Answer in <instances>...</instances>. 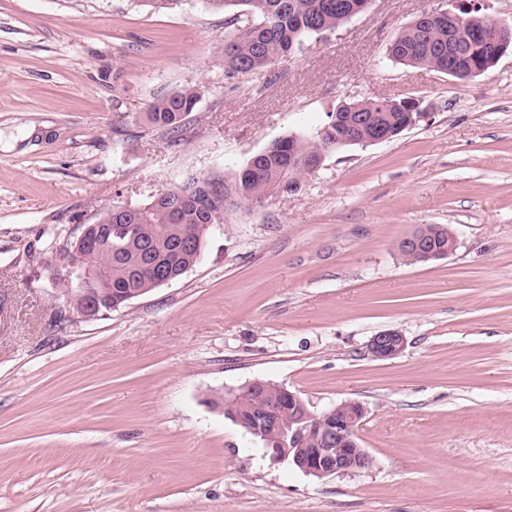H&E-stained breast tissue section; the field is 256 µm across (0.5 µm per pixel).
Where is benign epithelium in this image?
I'll list each match as a JSON object with an SVG mask.
<instances>
[{"mask_svg": "<svg viewBox=\"0 0 512 512\" xmlns=\"http://www.w3.org/2000/svg\"><path fill=\"white\" fill-rule=\"evenodd\" d=\"M421 20H446L450 32L467 28L473 37L493 46L498 56L504 54L512 42L507 37V32L512 29L511 24L480 13L466 0L459 2L456 12H423L415 18L417 22ZM442 73L453 78L463 76L471 79L482 74L483 68L470 63L468 53L458 51L448 56V67ZM347 126L351 127L353 135L340 138V146L391 140V134L386 130L369 128V121L363 115L349 120ZM456 246L457 240L451 232L448 233L447 245L439 249L426 231L419 230L401 241L402 250L411 253L417 261L445 258L456 250ZM97 248V240L80 235L74 259L66 265L65 278L76 277L77 287L86 290L88 296L92 295L90 288L102 284L108 277V271L94 261ZM404 345L405 339L400 332L386 330L372 338L369 352L376 359H390L398 355ZM249 390L263 394L274 390L287 398L288 410L283 412L278 404L271 402L267 407L256 408L250 423L235 414L230 415L233 422L263 443L265 453L271 460L286 461L316 478L364 470L373 465V458L358 441V431L365 417L364 407L360 403L344 401L326 411L314 413L299 395L282 386L255 381Z\"/></svg>", "mask_w": 512, "mask_h": 512, "instance_id": "7a95c632", "label": "benign epithelium"}]
</instances>
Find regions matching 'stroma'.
I'll list each match as a JSON object with an SVG mask.
<instances>
[{
    "label": "stroma",
    "instance_id": "1",
    "mask_svg": "<svg viewBox=\"0 0 512 512\" xmlns=\"http://www.w3.org/2000/svg\"><path fill=\"white\" fill-rule=\"evenodd\" d=\"M454 0H373L268 73L224 79L206 0H0V512H512V49L460 81L390 59ZM199 95L177 129L156 100ZM410 98L391 141L237 204L179 279L93 318L58 252L111 205L246 164L344 103ZM429 224L457 247L400 242ZM395 329L387 360L368 344ZM263 380L366 417L371 468L318 479L224 414ZM424 228H426L427 232L419 230L401 241L402 250L411 253L414 256L413 260L429 261L442 259L451 255L456 250L457 240L454 234L447 228L435 224L427 225ZM429 233L434 235L435 239L441 243L445 242V239L448 237L447 245L440 249L436 248L433 241L428 238ZM439 250L444 252H439ZM405 345L404 336L396 330L382 331L369 344V352L376 359H390L398 355Z\"/></svg>",
    "mask_w": 512,
    "mask_h": 512
}]
</instances>
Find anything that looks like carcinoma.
Returning <instances> with one entry per match:
<instances>
[{"instance_id": "cac0c4a2", "label": "carcinoma", "mask_w": 512, "mask_h": 512, "mask_svg": "<svg viewBox=\"0 0 512 512\" xmlns=\"http://www.w3.org/2000/svg\"><path fill=\"white\" fill-rule=\"evenodd\" d=\"M356 0H208L215 9L236 14L237 32L224 41V77L259 74L273 61L288 58L303 49L314 35L335 29L348 19V9ZM469 45L472 59L487 64L488 47L474 40L467 30L448 31L444 24L431 30L414 31L407 27L392 41L388 53L406 66L433 68L448 56L455 45ZM198 95L192 89L174 92L153 102L149 120L171 129L177 127L184 114L193 111ZM343 112H360L387 129H395L405 120V110L395 100L351 102ZM316 145L306 138H283L278 152L256 161V171L249 183L241 179V170L229 175L194 178L176 187L168 201L151 197L144 205L130 206L122 213L104 210L101 224L112 225V238H102L96 260L108 267L109 299L119 300L122 307L160 286L149 269L158 263L173 275L193 266L197 258L179 250L180 242L196 235L207 221L204 211L215 209L208 193L214 184L223 185L224 199L251 202L249 195L261 196L270 190L282 194L293 192L292 185L301 183L309 171L299 165L302 157ZM254 399L242 391L224 398L225 411L244 409Z\"/></svg>"}]
</instances>
